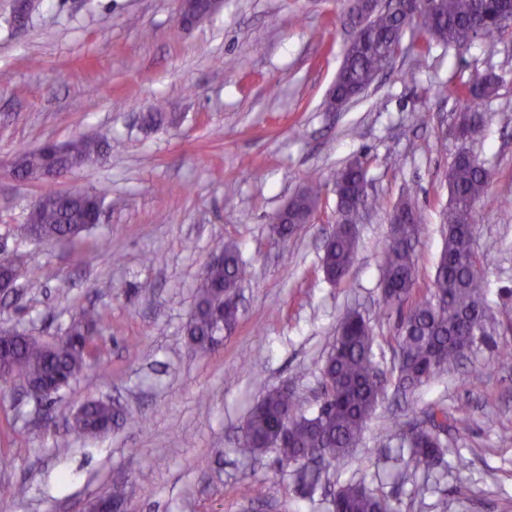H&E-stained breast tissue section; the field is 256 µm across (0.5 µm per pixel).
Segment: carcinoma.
I'll return each mask as SVG.
<instances>
[{
    "label": "carcinoma",
    "instance_id": "1",
    "mask_svg": "<svg viewBox=\"0 0 512 512\" xmlns=\"http://www.w3.org/2000/svg\"><path fill=\"white\" fill-rule=\"evenodd\" d=\"M511 4L509 0H426L410 28L418 33L419 48L424 52L435 43L461 50L475 36L493 37L499 33L501 12ZM361 31L364 36L345 52L333 91L327 95L329 110L366 90L374 76L403 49L404 18L398 11L372 9L363 17ZM499 82L500 78L493 74L481 77L460 94V113L469 119L461 133L464 140L482 134V105L495 96ZM99 149L94 140L67 143L63 167L79 168ZM20 164L27 173L36 175L45 167L46 155L39 149L26 152ZM338 183L342 188L339 219L319 262V270L333 283L344 280L356 258L357 234L349 226L356 224L364 205L367 163L344 166ZM489 186L488 174L467 151H459L448 171V207L442 216L447 232L430 296L411 300L417 283L416 245L423 225H403L402 240L387 243L379 256L380 284L390 287L384 304L396 310L398 316L392 341L398 388L404 392L456 370L468 354L495 335L490 299L482 286L488 260L477 254L473 242L477 202ZM107 194L105 187L93 194L45 193L33 205L27 227L32 235L49 243L73 240L95 225ZM321 204L322 184L310 176L288 218L277 225L278 235H292ZM216 250L224 254V263L208 265L201 273L187 327L191 344L202 349L216 336L236 329L239 307L232 303V295L250 276L233 243H219ZM101 321L97 310L88 309L56 341L1 332L0 366L20 380L45 385L51 399L73 380L102 368L95 355ZM374 342L373 330L361 314L344 316L322 367L326 405L309 411L286 385L267 391L247 414L236 453L244 460H255L273 450L280 466L293 468L306 487L319 484L323 472L305 468V454L319 455L329 467L349 461L368 421L387 394V386L378 381L380 369L373 353ZM119 415L120 410L111 403L91 401L76 412L66 436L97 438L112 429V422ZM446 433L448 413L437 405L427 408L418 424H396L399 447L407 450L401 476L410 471L427 476L450 453L456 468L467 467L468 460L460 452H450V445L443 438ZM333 505L335 512H398L389 496L361 481L339 486Z\"/></svg>",
    "mask_w": 512,
    "mask_h": 512
}]
</instances>
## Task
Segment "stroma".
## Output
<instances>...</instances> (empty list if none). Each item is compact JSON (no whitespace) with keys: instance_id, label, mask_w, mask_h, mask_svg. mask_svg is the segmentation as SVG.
<instances>
[{"instance_id":"obj_1","label":"stroma","mask_w":512,"mask_h":512,"mask_svg":"<svg viewBox=\"0 0 512 512\" xmlns=\"http://www.w3.org/2000/svg\"><path fill=\"white\" fill-rule=\"evenodd\" d=\"M36 3L21 24L15 0H0V258L20 271L15 292L0 296V328L53 341L96 308L105 371L46 406L20 386L0 388V498L18 495L16 512H85L121 478L126 512H332L338 485L361 480L399 512H512V444L500 441L512 434V370L495 363L512 335L412 395L388 390L351 461L316 487L299 485L275 452L255 463L235 452L267 390L289 386L316 408L322 360L348 310L369 318L376 360L392 373L397 315L378 270L389 213L405 197L421 213L416 295L426 297L444 243L448 170L463 146L449 134L456 90L490 71L502 81L483 106L482 136L464 146L490 176L473 237L490 260L489 298L512 318V25L462 51L405 48L356 101L330 112L350 36L347 0H222L191 25L177 0ZM440 84L447 94H435ZM156 107L176 123H145ZM79 137L100 142L97 160L63 179L15 174L21 152ZM357 157L368 161V215L336 285L318 264L335 218L333 182ZM311 175L325 186L321 210L278 239L276 214ZM103 187L110 204L81 238L47 244L28 234L40 195ZM219 240L237 245L251 275L236 330L197 351L186 324ZM98 398L118 405L123 421L102 437L60 442ZM432 404L447 410L448 438L469 465L395 478L389 420ZM422 481L429 489L419 496Z\"/></svg>"}]
</instances>
